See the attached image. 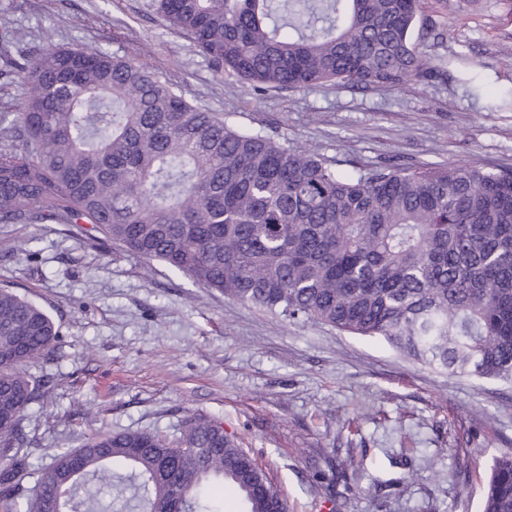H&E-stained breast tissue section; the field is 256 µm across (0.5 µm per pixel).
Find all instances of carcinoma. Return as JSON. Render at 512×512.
Wrapping results in <instances>:
<instances>
[{
	"mask_svg": "<svg viewBox=\"0 0 512 512\" xmlns=\"http://www.w3.org/2000/svg\"><path fill=\"white\" fill-rule=\"evenodd\" d=\"M423 0H149L197 55L257 94L326 84L405 87L439 68L411 41ZM0 114V224H88L227 299L378 338L448 372L512 384V171L351 163L188 102L161 74L99 49L49 47L20 66ZM37 305L0 289V506L5 512H269L271 481L221 422L178 439L118 432L57 454L34 496L28 371L57 349ZM482 512H512V454L496 458Z\"/></svg>",
	"mask_w": 512,
	"mask_h": 512,
	"instance_id": "obj_1",
	"label": "carcinoma"
}]
</instances>
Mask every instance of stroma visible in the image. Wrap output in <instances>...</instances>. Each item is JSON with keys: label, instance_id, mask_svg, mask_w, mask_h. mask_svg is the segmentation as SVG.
I'll list each match as a JSON object with an SVG mask.
<instances>
[{"label": "stroma", "instance_id": "obj_1", "mask_svg": "<svg viewBox=\"0 0 512 512\" xmlns=\"http://www.w3.org/2000/svg\"><path fill=\"white\" fill-rule=\"evenodd\" d=\"M443 11L438 43L424 22ZM423 15L412 40L447 58L445 74L259 96L218 75L146 0H0V113L24 95L25 56L93 48L162 73L238 127L328 157L512 169V0H426ZM0 288L40 306L62 336L32 369L46 385L24 421L28 493L62 451L125 431L176 437L191 414L223 421L288 512H482L493 459L512 454V384L270 315L74 226L0 224Z\"/></svg>", "mask_w": 512, "mask_h": 512}]
</instances>
